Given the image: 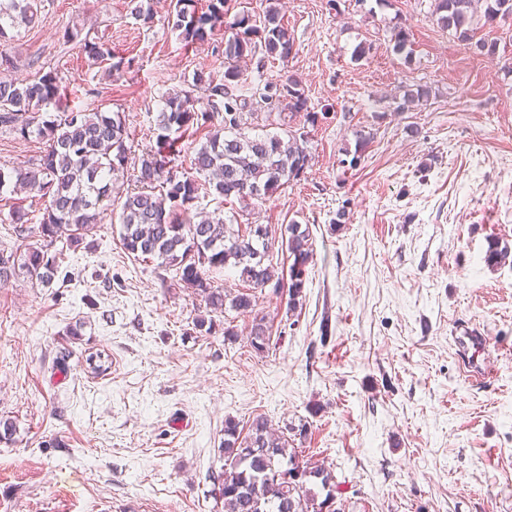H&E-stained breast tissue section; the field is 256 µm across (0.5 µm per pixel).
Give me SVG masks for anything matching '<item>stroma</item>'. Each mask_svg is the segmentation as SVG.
I'll use <instances>...</instances> for the list:
<instances>
[{"mask_svg":"<svg viewBox=\"0 0 512 512\" xmlns=\"http://www.w3.org/2000/svg\"><path fill=\"white\" fill-rule=\"evenodd\" d=\"M153 0V26L128 0H40L10 42L8 75L58 73L68 104L122 112L135 153L154 146L157 100L194 72H224L223 39L184 48ZM276 4L291 56L248 65L293 76L307 112L309 168L255 211L201 199L276 236L308 228L313 257L296 308L266 288L253 314L214 311L177 287L175 268L128 255L104 213L57 254L52 287L25 276L0 287V512H224V422L305 426L300 459L324 463L343 512H512V16L464 41L432 0H232L259 17ZM130 59L113 69L80 42ZM406 32L397 52L392 33ZM368 53L356 57L358 45ZM429 95L418 98V90ZM369 142L357 149L358 134ZM26 194L0 198V246ZM215 322L194 332L198 317ZM263 318L266 347L251 345ZM487 338L482 381L460 370L456 337Z\"/></svg>","mask_w":512,"mask_h":512,"instance_id":"stroma-1","label":"stroma"}]
</instances>
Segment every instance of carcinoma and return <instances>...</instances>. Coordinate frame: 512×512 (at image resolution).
Listing matches in <instances>:
<instances>
[{
  "instance_id": "1",
  "label": "carcinoma",
  "mask_w": 512,
  "mask_h": 512,
  "mask_svg": "<svg viewBox=\"0 0 512 512\" xmlns=\"http://www.w3.org/2000/svg\"><path fill=\"white\" fill-rule=\"evenodd\" d=\"M227 0H208L207 10L198 12L197 0H176L167 25L186 48L207 41L218 27L224 28V76L193 74L190 88L163 97L156 117L157 145L130 159L126 115L123 112L63 111L54 119L39 120L33 109L60 101L62 88L51 70L25 82L0 77V127L26 139L34 134L45 142L39 159L27 166L0 168V194L19 187L42 202L41 237L67 249H77L101 223L107 211L119 210L122 247L136 259H157L179 274V285L190 288L212 309L229 304L239 314L253 312L255 296L232 294L214 288L201 268L231 265L242 281L254 289L267 284L279 287L273 267L265 263L271 241L251 238L216 209L199 222L180 216L205 196L225 201L233 198L247 209L263 204L285 185L300 179L309 167L308 133L286 128L287 114L306 112L314 123L317 115L307 111L304 89L293 77L250 80L240 62L257 59L286 60L294 37L279 10L269 5L255 23L245 14L227 20ZM135 19L144 26L154 23L151 3L133 0ZM432 15L442 28L468 39L478 27L492 25L512 15V0H434ZM38 16L37 0H0V46L6 30L33 25ZM85 52L100 61L112 58L110 49L82 38ZM203 97L193 96L197 86ZM279 125L283 134H257L259 126ZM209 127L205 140L193 148L192 173L178 172L171 135H185L196 127ZM133 173H128V163ZM135 188H125L128 176ZM288 309L305 285V272L312 256L309 232L299 224L288 225ZM25 271L31 284L49 287L59 264L42 245L28 243L23 253L0 249V285L7 284L16 269ZM289 441L255 417L246 436L239 423L224 422V473L218 487L224 512H342L327 508L337 500L338 484L332 472L308 461L302 462L301 477L319 480V491L302 489L278 476L279 468L298 459L288 450Z\"/></svg>"
}]
</instances>
